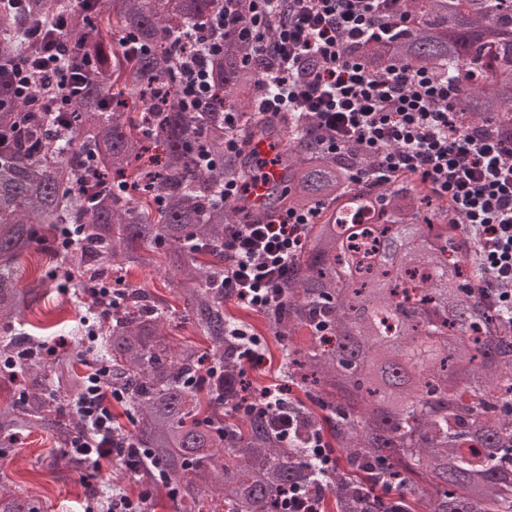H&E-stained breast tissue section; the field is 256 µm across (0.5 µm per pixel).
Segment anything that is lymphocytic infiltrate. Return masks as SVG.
Listing matches in <instances>:
<instances>
[{
    "mask_svg": "<svg viewBox=\"0 0 512 512\" xmlns=\"http://www.w3.org/2000/svg\"><path fill=\"white\" fill-rule=\"evenodd\" d=\"M403 25L393 0H224L206 23L175 39L181 96L191 108L206 103L210 60L222 51L225 34L238 32L256 55L274 61L255 111L309 118L321 132L325 155L363 149L371 163L350 168V183L387 184L409 174L449 200L475 241L482 298L512 320V136L466 127L456 110L460 86L447 76L409 64L375 70L365 63L358 46L391 41ZM32 39L34 54L14 66L16 96L28 97L38 80L54 91L49 109L70 106L91 73L90 56L74 68L69 41L41 26ZM318 215L315 207L289 208L262 224L227 225L225 296L256 311L274 306ZM102 374L93 366L91 386L74 405L87 429L70 451L87 458L97 453V438L111 435L110 403L121 398L104 387ZM238 410L271 417L284 441L298 421L289 389L279 384L257 395L243 392Z\"/></svg>",
    "mask_w": 512,
    "mask_h": 512,
    "instance_id": "lymphocytic-infiltrate-1",
    "label": "lymphocytic infiltrate"
}]
</instances>
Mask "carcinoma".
Here are the masks:
<instances>
[{"instance_id": "obj_1", "label": "carcinoma", "mask_w": 512, "mask_h": 512, "mask_svg": "<svg viewBox=\"0 0 512 512\" xmlns=\"http://www.w3.org/2000/svg\"><path fill=\"white\" fill-rule=\"evenodd\" d=\"M220 0H96L88 13L71 0L0 5V318L32 309L42 282L75 289L99 306L97 288L123 282L121 306L95 328L92 346L123 394L124 452L103 459L143 490L165 488L178 512H281L288 485L314 484L301 449L282 442L268 418L236 410L242 363L227 335L224 225L264 222L285 207L322 204L288 274L281 303L265 311L274 336L288 338L284 370L303 391L302 433L324 432L336 469L320 512H512V321L476 307L481 273L448 204L413 176L351 187L356 151L328 157L295 115L256 116L251 105L270 59L236 37L210 62L216 100L188 108L179 92L171 37L208 20ZM402 36L359 47L373 69L409 63L462 85L459 111L512 133V0H399ZM68 17L63 37L88 51L95 71L67 112L14 95V59L31 49L26 31ZM244 113L240 152H224V108ZM269 140L280 180L264 209L218 199L224 181L249 178L255 142ZM359 200L357 204L348 198ZM372 210L382 227L363 260L351 210ZM401 244L391 262L390 244ZM61 255L31 288L18 287L20 257ZM164 258L188 320L205 349L171 342L172 311L129 279ZM448 271L447 283L437 273ZM371 300L381 313L358 323L349 311ZM433 318L427 358L403 383L386 372L404 365L399 341L421 335L400 322L406 304ZM327 327L316 335V326ZM0 369L21 379L0 402V459L18 436L40 430L66 448L84 431L63 402L84 393L88 375L66 360L46 363L24 329L0 335ZM431 399L437 408L417 412ZM0 512H44L43 502L0 486Z\"/></svg>"}]
</instances>
